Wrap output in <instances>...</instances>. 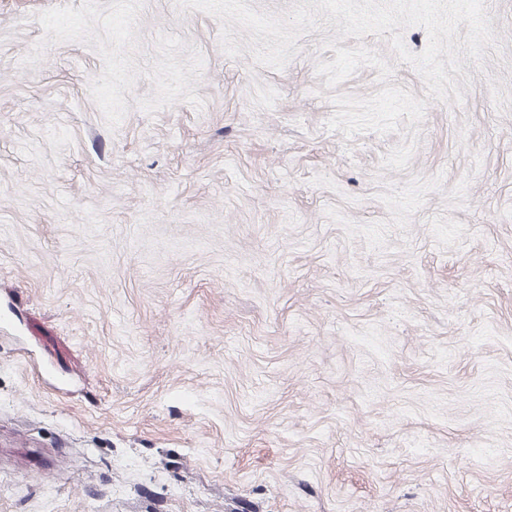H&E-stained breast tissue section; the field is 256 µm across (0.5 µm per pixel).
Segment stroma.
<instances>
[{
	"label": "stroma",
	"mask_w": 512,
	"mask_h": 512,
	"mask_svg": "<svg viewBox=\"0 0 512 512\" xmlns=\"http://www.w3.org/2000/svg\"><path fill=\"white\" fill-rule=\"evenodd\" d=\"M426 96L177 0H0V512H512V0Z\"/></svg>",
	"instance_id": "stroma-1"
}]
</instances>
